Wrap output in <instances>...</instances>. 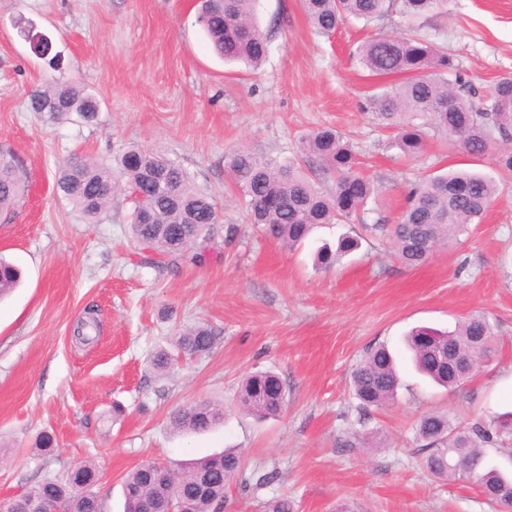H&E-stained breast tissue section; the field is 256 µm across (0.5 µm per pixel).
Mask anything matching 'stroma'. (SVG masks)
<instances>
[{
  "mask_svg": "<svg viewBox=\"0 0 512 512\" xmlns=\"http://www.w3.org/2000/svg\"><path fill=\"white\" fill-rule=\"evenodd\" d=\"M257 14L269 53L254 69L213 54L195 0H0V148L14 153L28 183L15 208L0 213V255L23 272L0 301V501L89 461L103 512H123V480L141 462L183 464L234 448L251 482L230 486L224 512H265L281 497L296 512L342 504L495 512L474 483L422 467L413 427L426 411L464 425L512 410V174L494 153L472 158L436 135L422 155L405 157L368 100L383 79L349 54L376 33L412 30L445 47L481 89L512 75V0H445L420 18L352 20L329 36L314 31L301 0H258ZM29 30L50 38L61 69L34 53ZM53 81L94 95L95 121L32 111L31 93ZM327 126L381 186L364 223L317 225L293 249L265 238L227 180L226 155L246 148L293 159L303 135ZM135 147L178 160L217 200L221 220L204 264L142 263L130 201L93 223L57 189L70 159L113 167ZM450 169L492 178L496 198L462 245L405 265L372 225L380 214L396 220L411 182ZM231 224L238 233L230 238ZM347 233L360 248L315 269L316 251ZM91 314L100 334L86 344L79 328ZM472 314L494 327L491 361L454 390L417 374L406 333L451 331ZM199 324L216 337L211 352L154 373L153 354ZM379 344L397 355L401 385L396 402L360 426L350 376ZM260 371L277 373L288 389L280 416L262 422L235 404L242 380ZM201 400L225 405L222 425L200 434L170 428L172 411ZM357 429L375 447L354 445ZM44 433L53 439L48 455L36 447ZM272 471L276 480L258 485Z\"/></svg>",
  "mask_w": 512,
  "mask_h": 512,
  "instance_id": "1",
  "label": "stroma"
}]
</instances>
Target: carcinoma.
Here are the masks:
<instances>
[{
	"label": "carcinoma",
	"instance_id": "cac0c4a2",
	"mask_svg": "<svg viewBox=\"0 0 512 512\" xmlns=\"http://www.w3.org/2000/svg\"><path fill=\"white\" fill-rule=\"evenodd\" d=\"M444 0H302V8L315 30L324 35L349 19L374 22L395 11L411 17L424 15ZM257 0H200L197 23L212 50L226 61L261 64L269 50L268 39L256 23ZM352 57L370 74L392 82L370 96L382 118L398 129L396 141L408 157L420 156L427 132L443 136L471 156L484 154L493 135L512 141V75L497 79L481 102H476L466 81L447 52L417 35L379 34L360 45ZM35 112L52 118L75 113L93 120L99 102L91 94L67 83L50 84L30 98ZM303 164L315 166L312 180L293 161L280 162L249 149L234 151L226 172L245 200L249 223L266 236L292 248L301 244L318 224H352L363 220L368 202L378 186L359 167L356 153L330 127L318 128L301 138ZM58 188L87 219L100 220L115 197L131 201L130 236L135 247L149 254V262L170 269L186 259L195 246L204 248L219 223V206L213 196L199 191L189 172L178 162L145 148L127 151L113 170L96 160L72 161L61 171ZM26 181L18 161L0 149V211H8L23 197ZM496 197V186L487 177L466 172L425 175L405 194V202L391 225L390 235L401 260L418 265L441 245L460 243L470 225L482 223ZM359 246L345 235L336 248L318 252V261L330 266ZM18 268L0 258V297L19 283ZM215 343L210 328L198 325L174 337V348L183 354L209 353ZM415 369L438 385L456 388L496 349L493 325L473 314L448 332L428 328L413 330L407 338ZM174 355L166 349L155 353L152 365L163 375ZM358 400V422L372 409L397 399L399 375L395 359L380 345L370 348L353 372ZM286 384L272 373L246 379L237 406L259 419L277 416L283 407ZM224 404L201 400L169 415L170 426L186 433H200L224 421ZM415 439L422 464L429 474L450 481L473 480L499 505H512V479L498 467L486 466L485 448L512 440V413L487 422L472 419L460 426L441 413L422 414L415 424ZM145 461L128 472L123 481L124 512H145L150 501L172 506L178 512H221L226 489L235 481L247 482L240 456L229 449L196 463L187 470L168 469ZM98 471L84 463L66 478L44 479L19 497L5 503L6 512H101L91 488Z\"/></svg>",
	"mask_w": 512,
	"mask_h": 512
}]
</instances>
